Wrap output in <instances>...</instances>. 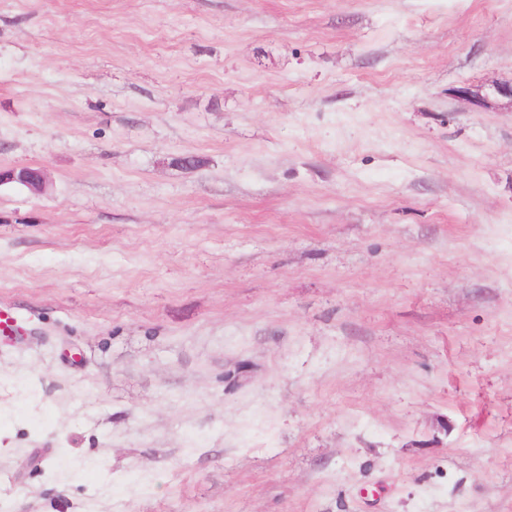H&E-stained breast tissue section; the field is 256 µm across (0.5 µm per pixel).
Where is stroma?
Segmentation results:
<instances>
[{"instance_id": "obj_1", "label": "stroma", "mask_w": 512, "mask_h": 512, "mask_svg": "<svg viewBox=\"0 0 512 512\" xmlns=\"http://www.w3.org/2000/svg\"><path fill=\"white\" fill-rule=\"evenodd\" d=\"M508 81L512 0H0V512H512ZM18 182L33 191H40L46 186V176L40 169L22 167L17 174V169L0 171V183Z\"/></svg>"}]
</instances>
